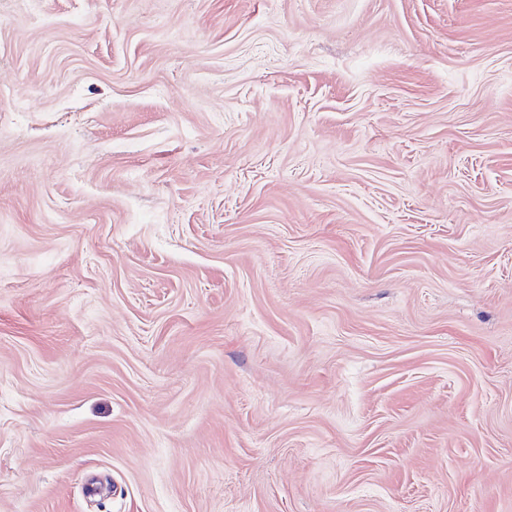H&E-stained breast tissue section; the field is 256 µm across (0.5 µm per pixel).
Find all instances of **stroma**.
<instances>
[{
	"mask_svg": "<svg viewBox=\"0 0 512 512\" xmlns=\"http://www.w3.org/2000/svg\"><path fill=\"white\" fill-rule=\"evenodd\" d=\"M0 512H512V0H0Z\"/></svg>",
	"mask_w": 512,
	"mask_h": 512,
	"instance_id": "35a3bbf8",
	"label": "stroma"
}]
</instances>
